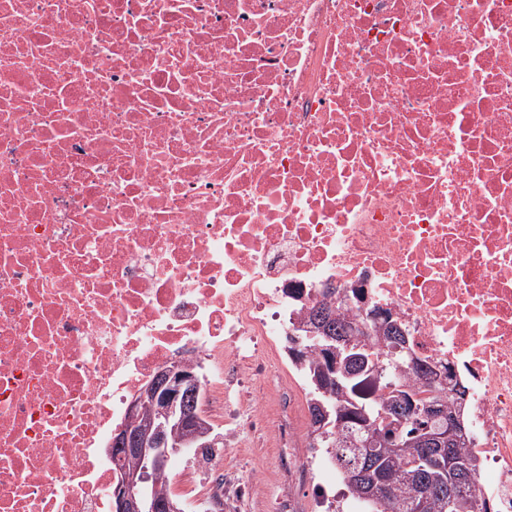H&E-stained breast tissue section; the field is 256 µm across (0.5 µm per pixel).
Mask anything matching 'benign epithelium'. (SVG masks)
Returning a JSON list of instances; mask_svg holds the SVG:
<instances>
[{
	"label": "benign epithelium",
	"instance_id": "benign-epithelium-1",
	"mask_svg": "<svg viewBox=\"0 0 512 512\" xmlns=\"http://www.w3.org/2000/svg\"><path fill=\"white\" fill-rule=\"evenodd\" d=\"M306 340H323L336 352L350 351L351 342L344 336ZM431 395L439 401L425 404L421 414L427 420V446L434 448L444 442L465 438L466 430L461 414L440 402L450 386H455L457 402L462 404L466 394L461 383L447 382V372L430 369L428 374ZM198 376L193 366L180 357L162 365L153 378L129 401L127 425L118 429L112 438L114 453L133 457L140 466L119 469L112 480V512H184L181 503L170 497L157 498L147 491L151 473L164 469L169 455L178 448H215L222 442L219 435H211L199 426L201 419L196 393ZM370 461L366 460L351 477L365 485L364 498L374 499L376 483L369 481Z\"/></svg>",
	"mask_w": 512,
	"mask_h": 512
}]
</instances>
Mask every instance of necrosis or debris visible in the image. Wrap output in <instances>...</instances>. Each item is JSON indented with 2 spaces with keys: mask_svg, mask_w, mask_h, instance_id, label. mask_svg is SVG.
Here are the masks:
<instances>
[{
  "mask_svg": "<svg viewBox=\"0 0 512 512\" xmlns=\"http://www.w3.org/2000/svg\"><path fill=\"white\" fill-rule=\"evenodd\" d=\"M385 312L467 384L476 490L512 512V0H0V512H109L110 441L174 356L242 411L308 309ZM179 465L192 512L256 483Z\"/></svg>",
  "mask_w": 512,
  "mask_h": 512,
  "instance_id": "obj_1",
  "label": "necrosis or debris"
}]
</instances>
